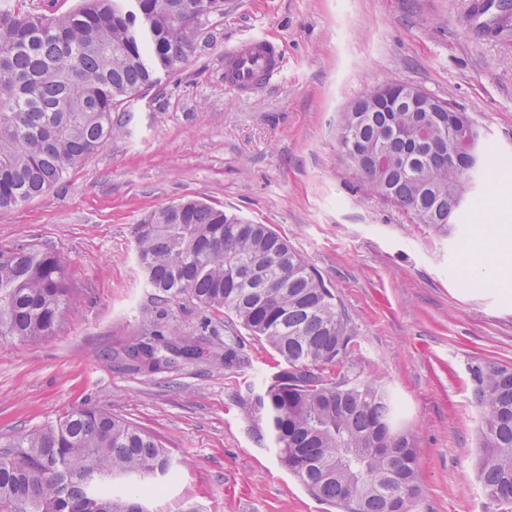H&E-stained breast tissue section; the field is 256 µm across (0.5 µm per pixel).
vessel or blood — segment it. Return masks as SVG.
<instances>
[{"instance_id":"vessel-or-blood-1","label":"vessel or blood","mask_w":512,"mask_h":512,"mask_svg":"<svg viewBox=\"0 0 512 512\" xmlns=\"http://www.w3.org/2000/svg\"><path fill=\"white\" fill-rule=\"evenodd\" d=\"M282 69L276 47L261 36L246 38L224 54V84L241 93L271 81Z\"/></svg>"}]
</instances>
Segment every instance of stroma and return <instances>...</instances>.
Returning <instances> with one entry per match:
<instances>
[{"label": "stroma", "mask_w": 512, "mask_h": 512, "mask_svg": "<svg viewBox=\"0 0 512 512\" xmlns=\"http://www.w3.org/2000/svg\"><path fill=\"white\" fill-rule=\"evenodd\" d=\"M475 0H224L196 49L118 113L121 131L67 179L0 212V246L72 260L75 294L58 330L0 337V439L84 405L153 434L178 478L150 512H329L279 462L254 397L277 356L223 313L179 299L160 326L198 336L203 357L152 370L112 349L150 329L155 306L133 237L157 207L198 197L285 237L336 292L364 383L386 387L417 455V512H512L478 479L481 414L472 363L512 366V289L468 279L463 256H494L477 230L492 199L512 225V17ZM259 34L288 66L254 93L224 86V52ZM412 84L486 133L485 176L448 237L357 187L338 140L343 113L371 88ZM217 327L200 333L203 321ZM236 340L243 362L210 354Z\"/></svg>", "instance_id": "stroma-1"}]
</instances>
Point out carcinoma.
<instances>
[{
    "mask_svg": "<svg viewBox=\"0 0 512 512\" xmlns=\"http://www.w3.org/2000/svg\"><path fill=\"white\" fill-rule=\"evenodd\" d=\"M194 0H82L61 18L0 11V210L63 181L117 131L112 112L155 88L195 50ZM446 112H361L346 148L380 154L359 168L363 188L415 224L446 236L468 186ZM146 284L157 302L187 297L222 311L279 355L280 370L252 411L265 419L282 465L339 512H416L412 436L384 389L358 381L357 344L336 295L266 224L198 199L165 205L134 225ZM70 258L0 248V336L52 335L74 288ZM146 343L159 364L201 351L172 326ZM481 410L478 477L512 504V368L469 367ZM149 433L92 407L14 437L0 453V512H145L128 481L176 476Z\"/></svg>",
    "mask_w": 512,
    "mask_h": 512,
    "instance_id": "carcinoma-1",
    "label": "carcinoma"
}]
</instances>
